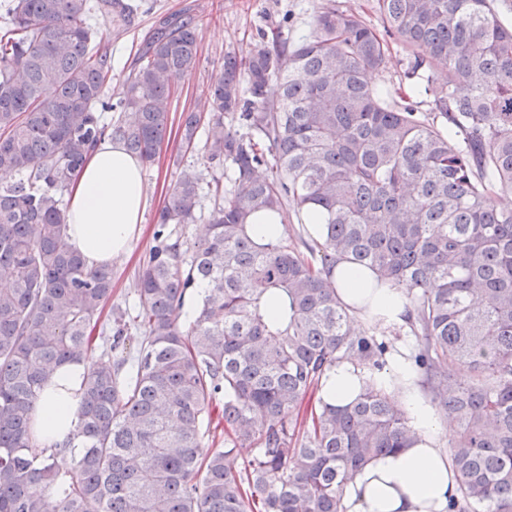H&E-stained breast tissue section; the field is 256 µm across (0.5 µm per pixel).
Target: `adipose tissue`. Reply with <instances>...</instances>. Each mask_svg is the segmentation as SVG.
I'll return each mask as SVG.
<instances>
[{"label":"adipose tissue","instance_id":"adipose-tissue-1","mask_svg":"<svg viewBox=\"0 0 512 512\" xmlns=\"http://www.w3.org/2000/svg\"><path fill=\"white\" fill-rule=\"evenodd\" d=\"M69 243L88 268L111 264L125 254L145 208L140 161L115 142L90 152L69 194ZM336 292L355 324L404 323L410 303L404 290L378 283L374 272L337 260ZM91 356L66 363L45 386L34 414L36 443L50 448L67 439L82 402L81 382ZM387 378L405 380L398 402L417 432L412 447L372 458L344 489L346 512H446L458 493L459 477L442 437L446 428L435 406L415 385L416 372L401 354L389 360ZM366 375L356 362L336 364L323 377L317 396L346 407L364 392Z\"/></svg>","mask_w":512,"mask_h":512}]
</instances>
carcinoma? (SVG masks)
Returning <instances> with one entry per match:
<instances>
[{
	"label": "carcinoma",
	"instance_id": "obj_1",
	"mask_svg": "<svg viewBox=\"0 0 512 512\" xmlns=\"http://www.w3.org/2000/svg\"><path fill=\"white\" fill-rule=\"evenodd\" d=\"M376 2L382 34L328 0L301 40L272 22L248 56L224 53L206 115L186 112L181 127L192 147L206 119L207 162L231 165L230 188L212 177L191 244L203 178L181 171L138 305L115 312L75 429L48 450L34 439L43 386L92 350L112 300V267L87 270L69 244L64 197L103 141L156 160L198 32L166 17L114 97L91 17L125 28L133 6L0 0V173L12 179L0 183V512H343L357 472L417 433L382 384L345 408H305L336 362L385 367L387 343L353 327L336 293L339 256L410 301L415 364L452 428L448 512H512V208L498 203L512 194V24L495 0ZM390 38L405 53L401 82L427 77L424 112L373 80ZM315 212L323 231L302 250L248 233L265 215L306 231Z\"/></svg>",
	"mask_w": 512,
	"mask_h": 512
}]
</instances>
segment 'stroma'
Wrapping results in <instances>:
<instances>
[{"label":"stroma","mask_w":512,"mask_h":512,"mask_svg":"<svg viewBox=\"0 0 512 512\" xmlns=\"http://www.w3.org/2000/svg\"><path fill=\"white\" fill-rule=\"evenodd\" d=\"M140 8L130 26L119 32L101 28L102 45L112 53V90L120 92L125 75L145 36L158 26L161 17L192 7L199 31L198 63L191 75L177 82V96L169 115V138L154 164L144 166L146 206L140 230L126 255L112 262V302L123 307L135 304L136 275L149 250L155 228V215L162 208L180 171L188 165L212 176L202 148L183 149L180 114L203 111L205 91L224 63V53L233 50L247 55L256 26L268 19H287L288 38L296 41L307 34L321 0H138Z\"/></svg>","instance_id":"stroma-1"}]
</instances>
